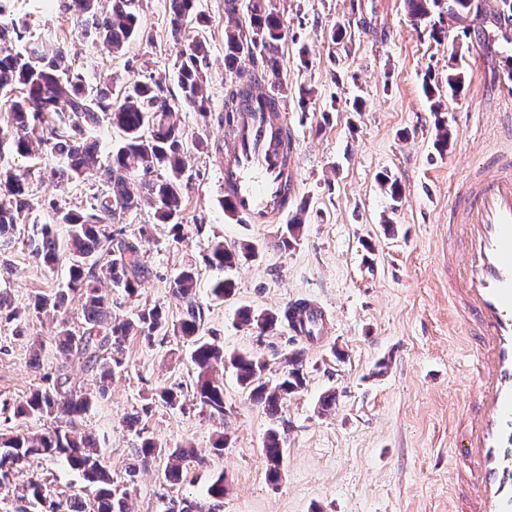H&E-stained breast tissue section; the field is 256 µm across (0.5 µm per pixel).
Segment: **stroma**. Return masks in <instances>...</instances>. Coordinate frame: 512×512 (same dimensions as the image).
<instances>
[{
  "label": "stroma",
  "mask_w": 512,
  "mask_h": 512,
  "mask_svg": "<svg viewBox=\"0 0 512 512\" xmlns=\"http://www.w3.org/2000/svg\"><path fill=\"white\" fill-rule=\"evenodd\" d=\"M287 30L276 80L287 100L288 125L296 138L297 192L291 216L302 221L298 244L274 245L273 224H244L225 215L219 201V150L224 145L226 89L235 77H249L251 62L237 73L224 62V0H196L209 23L186 29L207 48L206 115L180 109L176 121L187 141L183 231L154 225L142 246L149 270L137 297L112 292V314L132 316L143 306H160L170 325L183 307L170 285L183 269L199 272L197 299L204 330L226 354L247 353L265 360L269 378L279 377L284 358L303 352L306 386L289 397L279 419L269 417L243 393L232 368L224 370L223 418L211 417L193 396L197 369L190 347L170 334L145 341L130 338L126 364L104 398L83 420L96 436L114 488L125 492L130 512H160L164 497L195 498L213 476L225 477L223 512H449L452 481L459 466L453 448L458 419L473 388L465 341L449 319L448 197L463 174L499 144L495 115L512 110L507 58L512 39L497 23L496 0H483L475 21L448 22V37L435 42L430 30L407 14L405 0H275ZM170 0H143L141 31L118 53L84 39L60 8L47 0H11L14 18L27 21L32 36L61 42L68 60L89 83L113 77L118 84L154 76L180 97L175 74L178 46L170 25ZM341 40H333L335 27ZM457 57L467 74L464 93L448 98V60ZM439 83L452 125L447 153H438L436 125L423 84ZM313 98L300 105L299 91ZM363 104L351 111L353 100ZM390 175L402 187L392 200L381 186ZM32 220L45 222L50 201L81 206L84 183L30 180ZM394 233H386L385 224ZM227 246L251 242L256 260L232 273L235 294L213 300L209 284L217 275L205 258L214 238ZM66 265L47 269L21 241H13L0 264V289L14 308L66 287ZM320 302L330 312L327 336L309 341L288 328L258 335L239 326L240 307L280 312L295 299ZM51 317L33 315L25 324L0 313V430L17 424L12 407L43 375L65 370L71 386L95 391L94 373L65 363L52 341ZM43 340L34 355L33 339ZM159 386L181 389L180 406L152 399ZM335 392L330 411L320 397ZM139 415L136 428L126 419ZM49 419L21 424L44 432ZM285 438L282 475L269 482L262 445L270 428ZM230 442L215 455L219 434ZM173 448L191 444L196 459L187 480L171 489L155 466L129 477L126 466L141 436ZM48 479L62 495L92 499V488L57 459H41L15 471L0 489V512H19V490L30 480Z\"/></svg>",
  "instance_id": "1"
}]
</instances>
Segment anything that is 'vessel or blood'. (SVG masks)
<instances>
[{
    "label": "vessel or blood",
    "instance_id": "obj_1",
    "mask_svg": "<svg viewBox=\"0 0 512 512\" xmlns=\"http://www.w3.org/2000/svg\"><path fill=\"white\" fill-rule=\"evenodd\" d=\"M224 129L220 190L248 224H271L296 190V140L268 80L252 82ZM448 296L468 343L475 388L458 429L456 512H512V148L485 154L448 204ZM289 330L325 335L330 317L308 299L289 304Z\"/></svg>",
    "mask_w": 512,
    "mask_h": 512
}]
</instances>
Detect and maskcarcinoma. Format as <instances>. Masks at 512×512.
<instances>
[{
	"instance_id": "cac0c4a2",
	"label": "carcinoma",
	"mask_w": 512,
	"mask_h": 512,
	"mask_svg": "<svg viewBox=\"0 0 512 512\" xmlns=\"http://www.w3.org/2000/svg\"><path fill=\"white\" fill-rule=\"evenodd\" d=\"M406 4L413 21L431 25V36L438 43L447 32L442 21L434 19V13L458 20L478 8V0H406ZM60 7L78 33L92 36L116 52L139 34V0H113L112 9L106 13L98 11L97 0H60ZM246 10L248 24L225 30L228 69L247 58L275 76L277 51L286 36L284 20L273 0H249ZM5 13L4 0H0V105L8 110L7 123L0 124V248L9 245L31 210L32 171H18L12 158L46 154L56 163L39 169V178H66L92 187L102 180L107 185L86 196L84 205L77 209L49 203L52 223L34 224L27 232L26 244L35 259L49 268L62 259L68 266L67 288L36 297L33 311L51 309L64 314L70 295L82 300L80 323L72 325L63 319L58 324L54 335L57 351L66 361L96 371L103 391L125 365L124 348L129 337L142 336L151 342L173 331L192 347L191 360L197 368L194 395L203 408L224 416V377L218 368L227 361L249 399L269 416L277 417L288 395L305 385L302 353L288 357L287 369L275 380L267 377L266 362L259 358L247 354L225 356L224 348L203 333V311L195 300L197 271L185 269L173 280V293L183 302V315L172 329L157 306H145L129 319H113L112 297L99 287L105 275L112 287L123 289L132 298L149 274L140 252L142 243L152 236L153 225H142L134 239L112 230V225L120 223L141 202L148 201L154 218L171 225L174 235H180L183 227V191L188 179L185 147L183 132L173 120L176 105L165 82L150 77L125 86L119 94L112 91L110 81L89 85L84 73L67 62L62 47L51 53L31 43L19 49L27 25L3 22ZM206 22L205 16L195 13V0H171L170 24L175 34H181L192 23L201 26ZM176 66L181 104L207 117L204 84L209 59L205 45L198 39L188 41L178 52ZM447 82L448 93L454 97L465 88V71L454 57L448 63ZM432 111L437 116L436 147L444 153L452 135L449 118L443 117L447 109L438 100ZM104 120L121 134L106 165L101 163L98 142L90 136V131ZM55 224L68 226V239L63 244L56 238ZM299 232L296 221L283 225L275 246L292 248L299 241ZM257 254L253 244L237 249L216 240L206 262L211 268L231 270ZM210 294L216 299L228 298L234 294V283L226 277L218 278L212 281ZM237 319L240 325L265 333L288 322V310L256 314L241 308ZM92 405V397L73 390L64 374L43 377V383L14 406L13 414L18 419L52 417L59 424L38 436L0 432V479H4L0 488L9 484V476L21 463L56 457L81 472L88 482L98 484V492L92 501L82 502L53 494L45 481L31 480L23 498L32 512H128L125 497L112 491L111 472L96 439L78 427ZM263 453L268 480L276 482L283 461V438L278 429L268 430ZM133 456L129 477L163 459L164 477L176 485L182 481L183 464L194 457V451L187 446L161 448L153 439L143 437L133 449ZM225 492L221 473L209 481L200 497L179 502L169 499L166 512H222Z\"/></svg>"
}]
</instances>
